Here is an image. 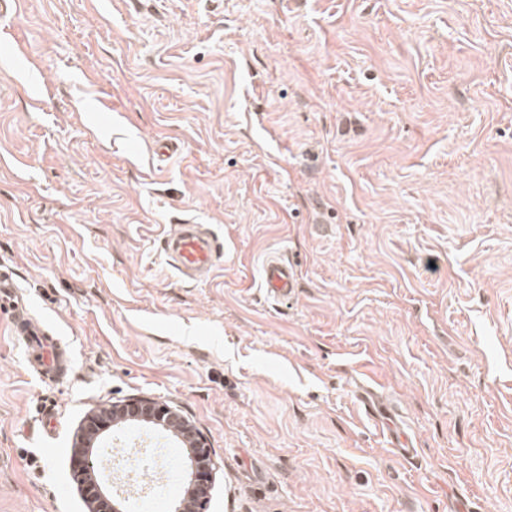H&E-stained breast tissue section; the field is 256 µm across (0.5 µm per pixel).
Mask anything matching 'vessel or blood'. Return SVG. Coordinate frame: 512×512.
I'll return each mask as SVG.
<instances>
[{"mask_svg":"<svg viewBox=\"0 0 512 512\" xmlns=\"http://www.w3.org/2000/svg\"><path fill=\"white\" fill-rule=\"evenodd\" d=\"M165 262L183 276L196 279L208 276L224 256V242L202 224L175 225L161 239ZM296 286L295 268L288 260L267 257L261 272V287L273 299L285 301ZM16 342L26 350L30 369L39 376L50 377L59 369L63 358L56 339L35 325L30 318L17 315L13 320Z\"/></svg>","mask_w":512,"mask_h":512,"instance_id":"obj_1","label":"vessel or blood"}]
</instances>
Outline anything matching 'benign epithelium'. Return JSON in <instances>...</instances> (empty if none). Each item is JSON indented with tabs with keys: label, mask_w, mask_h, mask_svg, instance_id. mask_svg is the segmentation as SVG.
<instances>
[{
	"label": "benign epithelium",
	"mask_w": 512,
	"mask_h": 512,
	"mask_svg": "<svg viewBox=\"0 0 512 512\" xmlns=\"http://www.w3.org/2000/svg\"><path fill=\"white\" fill-rule=\"evenodd\" d=\"M119 421L146 428H173L180 438L188 442L190 456L197 468L205 471L212 465V449L206 436L189 424L177 409L146 396L114 402L110 408L87 416L81 426L78 445L73 449L76 460L73 478L84 493L88 512H125V499L106 487L96 473L104 449L94 447ZM208 504V483L199 478L185 489L184 501L178 505L177 512H184L186 508L191 512H208Z\"/></svg>",
	"instance_id": "obj_1"
}]
</instances>
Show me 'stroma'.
Wrapping results in <instances>:
<instances>
[{
    "label": "stroma",
    "instance_id": "35a3bbf8",
    "mask_svg": "<svg viewBox=\"0 0 512 512\" xmlns=\"http://www.w3.org/2000/svg\"><path fill=\"white\" fill-rule=\"evenodd\" d=\"M0 283L67 352L40 378L0 313V512H87L76 434L135 395L206 436L208 512H512V0H22ZM107 452L173 458L172 512L176 444ZM160 243L166 264L189 279L207 277L224 257V241L204 224H176ZM260 285L268 297L288 300L296 288L294 265L286 259L268 256L262 267Z\"/></svg>",
    "mask_w": 512,
    "mask_h": 512
}]
</instances>
